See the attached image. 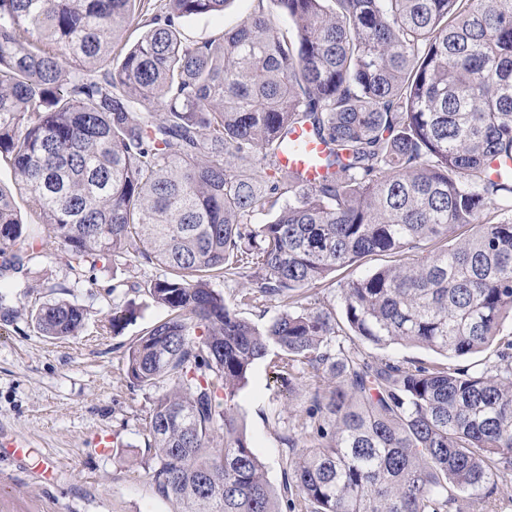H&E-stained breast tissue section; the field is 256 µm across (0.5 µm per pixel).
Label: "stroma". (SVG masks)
Instances as JSON below:
<instances>
[{"label": "stroma", "mask_w": 512, "mask_h": 512, "mask_svg": "<svg viewBox=\"0 0 512 512\" xmlns=\"http://www.w3.org/2000/svg\"><path fill=\"white\" fill-rule=\"evenodd\" d=\"M253 0H230L223 15L184 21L188 35L204 41L237 27ZM0 188L10 191L23 223L35 231L34 250L23 272L0 270V440L26 439L31 452L18 459L0 454V496L16 497L31 512H172L150 478L153 451L144 431L159 390L134 387L127 377L128 349L167 309L143 288L161 267L134 260L117 266H77L64 244L27 205L13 169L0 163ZM389 254L363 258L305 291L306 307L340 309V290L368 271L394 263ZM243 277L219 279L213 287L230 308L257 325L278 311L277 302L245 305ZM64 300L84 311L75 336L51 339L33 315L43 303ZM133 306L135 315L120 334L112 332V310ZM309 379L283 385L268 361L256 363L236 399L245 435L274 489L283 483V434L301 432L310 405ZM112 437L100 453L97 437ZM52 466L45 478L43 466Z\"/></svg>", "instance_id": "stroma-1"}]
</instances>
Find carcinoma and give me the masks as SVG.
I'll list each match as a JSON object with an SVG mask.
<instances>
[{
    "mask_svg": "<svg viewBox=\"0 0 512 512\" xmlns=\"http://www.w3.org/2000/svg\"><path fill=\"white\" fill-rule=\"evenodd\" d=\"M148 0H0V160L77 266L136 258L168 309L130 346L137 387H170L146 431L150 477L174 512H497L512 475V0H257L235 29L195 41L182 22L231 0H166L113 61ZM326 146L315 185L283 173L288 133ZM268 171L248 173L257 156ZM258 214H270L254 224ZM459 226L472 234L454 243ZM34 245L0 189V267ZM402 260L341 288L334 312L301 290L367 256ZM241 302L275 298L259 326ZM46 336H76L79 306L42 305ZM460 361L425 366L331 348ZM277 351L314 382L304 435L282 437V493L249 446L235 399ZM224 432V447H209ZM213 288L224 296L227 306L236 310L241 317L259 326L266 324L278 312L277 301L260 300L251 305L240 303L242 292L249 288L247 278L232 277L226 280L221 278L213 282ZM349 337H351L352 340V336ZM339 339L340 341L344 342L345 346L351 345L352 347H354L353 343H355V346L358 347V349L363 353V355H365L366 357H370L371 359L391 356L400 360L408 359L420 362L425 365L447 364L446 358L424 347L396 345L389 347L387 349H378L371 344L361 342L355 338H353L354 342H351L348 336H339Z\"/></svg>",
    "mask_w": 512,
    "mask_h": 512,
    "instance_id": "cac0c4a2",
    "label": "carcinoma"
}]
</instances>
